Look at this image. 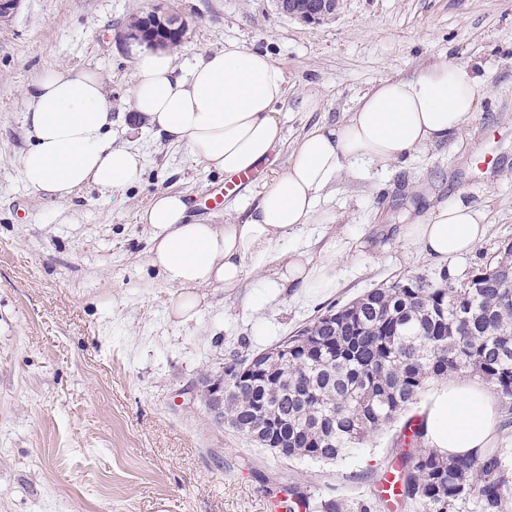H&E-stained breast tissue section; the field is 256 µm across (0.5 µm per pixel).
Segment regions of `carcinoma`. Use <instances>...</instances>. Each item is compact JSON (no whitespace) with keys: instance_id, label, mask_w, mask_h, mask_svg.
I'll list each match as a JSON object with an SVG mask.
<instances>
[{"instance_id":"cac0c4a2","label":"carcinoma","mask_w":512,"mask_h":512,"mask_svg":"<svg viewBox=\"0 0 512 512\" xmlns=\"http://www.w3.org/2000/svg\"><path fill=\"white\" fill-rule=\"evenodd\" d=\"M269 352L224 358V422L285 442L281 457L331 462L405 418L409 450L397 470L399 499L418 512H508L512 469L499 448L448 457L423 447L425 416L412 413L429 380L473 375L512 402V270L498 262L455 284L422 275L371 288L318 315ZM306 512H347L337 497L288 488Z\"/></svg>"}]
</instances>
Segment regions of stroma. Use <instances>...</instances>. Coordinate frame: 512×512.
I'll list each match as a JSON object with an SVG mask.
<instances>
[{
  "label": "stroma",
  "mask_w": 512,
  "mask_h": 512,
  "mask_svg": "<svg viewBox=\"0 0 512 512\" xmlns=\"http://www.w3.org/2000/svg\"><path fill=\"white\" fill-rule=\"evenodd\" d=\"M151 10L183 22L170 46L181 68L235 41L268 53L284 74L282 140L258 178L225 198L228 215L255 202L314 126L342 121L382 81L445 57L485 76L489 95L456 140L369 180L341 174L329 194L340 223L288 238L315 255L349 242L331 287L256 309L269 269L252 265L240 287L204 289L183 324L170 311L172 288L148 265L150 231L138 213L171 189L193 217L211 218L205 202L225 177L132 115L139 45L126 33ZM60 67L105 78L113 139L143 156L137 182L113 194L87 186L66 201L24 184L23 90ZM487 150L503 157L491 174L476 166ZM458 191L487 214L483 242L448 262L404 249V212ZM509 243L512 0H338L316 23L276 0H20L0 19V512H269L293 482L350 505L373 497L403 450L399 424L333 462L281 459L213 417L203 378L223 375L228 351H262L383 283L464 280Z\"/></svg>",
  "instance_id": "stroma-1"
}]
</instances>
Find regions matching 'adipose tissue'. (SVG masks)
Wrapping results in <instances>:
<instances>
[{"mask_svg":"<svg viewBox=\"0 0 512 512\" xmlns=\"http://www.w3.org/2000/svg\"><path fill=\"white\" fill-rule=\"evenodd\" d=\"M134 71L136 117L158 136L183 145L206 170L227 176L251 170L281 141L274 107L285 97L286 82L267 53L228 41L184 71L169 50L145 47ZM488 93L482 75L445 58L413 78L381 82L344 122L307 133L239 223L191 219L182 193L154 194L139 221L151 231L149 265L176 290L174 314L191 321L199 289L239 287L251 261L278 264L264 282L268 300L329 284L343 249L316 259L300 248H281L307 225L339 222L338 212L322 204L323 192L342 172L367 179L426 146L452 141ZM23 97L30 143L20 174L30 189L66 200L86 185L116 192L139 179L143 157L114 145L112 105L94 70L44 73ZM486 233L483 209L455 194L408 218L400 241L406 249L447 261L471 253ZM498 407L496 394L479 379H450L431 398L429 445L476 454L489 443Z\"/></svg>","mask_w":512,"mask_h":512,"instance_id":"ef3b65f1","label":"adipose tissue"}]
</instances>
